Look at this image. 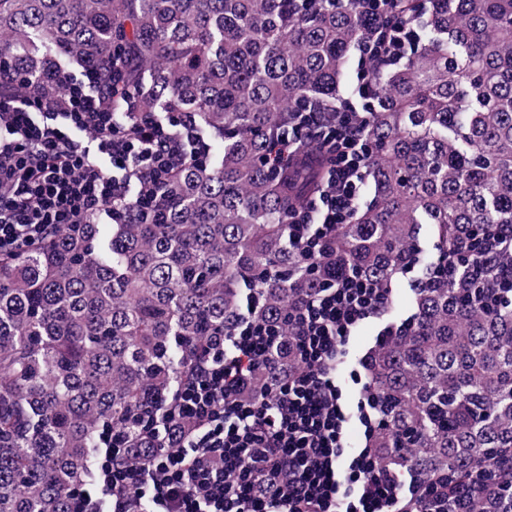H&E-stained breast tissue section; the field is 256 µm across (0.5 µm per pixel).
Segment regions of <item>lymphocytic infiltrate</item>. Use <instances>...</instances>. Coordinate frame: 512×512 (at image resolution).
<instances>
[{
  "label": "lymphocytic infiltrate",
  "mask_w": 512,
  "mask_h": 512,
  "mask_svg": "<svg viewBox=\"0 0 512 512\" xmlns=\"http://www.w3.org/2000/svg\"><path fill=\"white\" fill-rule=\"evenodd\" d=\"M396 0H361L382 38L356 47L357 81L323 124L307 107L293 131L335 157L318 199L288 216V237L315 258L361 200L370 147L365 135L376 65H394L419 42L413 22H390ZM64 92H0V257L53 238L70 224L108 218L125 223L119 201L146 211L187 161L212 145L182 114L135 113L120 119L103 105L97 72L62 77ZM391 290L343 271L288 310L298 367L273 389L249 398L255 371L271 360L276 328L260 324L250 296L230 331L179 382L169 405L149 414L157 442L150 462H131L122 433L100 436L92 490L75 512H466L469 495L448 490L396 463L373 439L384 425L377 396L361 373L356 412L343 407L336 363L355 330L377 320L384 344L406 331L388 322ZM357 424L364 445L349 447Z\"/></svg>",
  "instance_id": "f902f5d3"
}]
</instances>
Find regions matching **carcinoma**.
<instances>
[{"label":"carcinoma","instance_id":"1","mask_svg":"<svg viewBox=\"0 0 512 512\" xmlns=\"http://www.w3.org/2000/svg\"><path fill=\"white\" fill-rule=\"evenodd\" d=\"M431 36L374 72L366 135L371 199L328 251L376 288L417 266L410 328L370 352L385 460L477 488L469 512H512V248L476 267L483 231H512V0H398ZM375 35L359 0H0V66L32 93L77 65L112 111L183 112L224 140L188 162L148 214L72 224L0 260V512H74L100 432L155 447L147 414L242 308L283 326L326 278L288 240V209L320 191L328 156L308 143L264 155L293 113L331 108L351 50ZM294 368L273 355L258 396Z\"/></svg>","mask_w":512,"mask_h":512}]
</instances>
